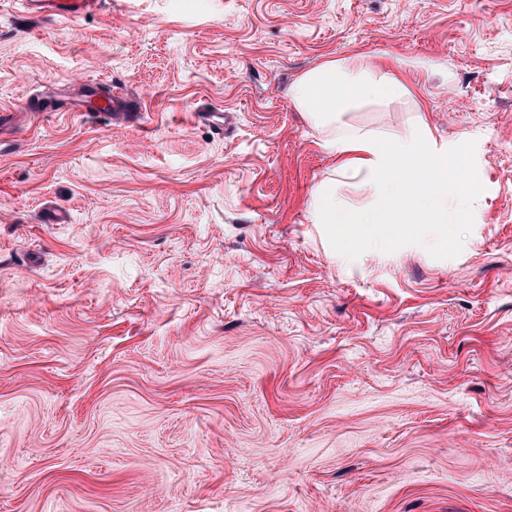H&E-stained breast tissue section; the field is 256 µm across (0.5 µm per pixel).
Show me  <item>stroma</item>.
<instances>
[{
    "label": "stroma",
    "instance_id": "35a3bbf8",
    "mask_svg": "<svg viewBox=\"0 0 512 512\" xmlns=\"http://www.w3.org/2000/svg\"><path fill=\"white\" fill-rule=\"evenodd\" d=\"M356 52L442 63L453 223L311 222L288 89ZM1 112L0 512H512V0H0ZM28 13L51 12L52 15L74 17L96 9L98 0H19ZM90 96L96 98L93 109H89L83 101L77 103L78 108L83 112H95L98 116H112V119H123L126 123H134L137 115L128 112L130 101L123 91H113L109 95L99 94L92 84L86 85Z\"/></svg>",
    "mask_w": 512,
    "mask_h": 512
}]
</instances>
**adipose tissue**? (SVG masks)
<instances>
[{"label": "adipose tissue", "mask_w": 512, "mask_h": 512, "mask_svg": "<svg viewBox=\"0 0 512 512\" xmlns=\"http://www.w3.org/2000/svg\"><path fill=\"white\" fill-rule=\"evenodd\" d=\"M421 67L398 58L389 65L376 63L356 53L328 60L291 84L292 103L323 128L318 146L335 163L333 179L313 194L312 223L337 225L353 242L365 236L388 241L397 237L398 225L444 224L462 206L456 185L434 177L448 166V147L435 139L406 77ZM404 98L415 112L407 131L375 134L342 126L357 102L383 105ZM348 182L365 191L366 205L337 194V184Z\"/></svg>", "instance_id": "1"}]
</instances>
